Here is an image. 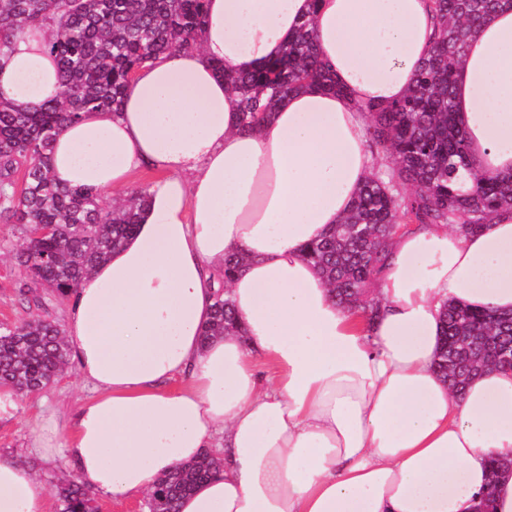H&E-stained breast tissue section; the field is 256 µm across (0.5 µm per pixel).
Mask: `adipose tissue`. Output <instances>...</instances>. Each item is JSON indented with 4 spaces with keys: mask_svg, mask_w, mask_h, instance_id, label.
Masks as SVG:
<instances>
[{
    "mask_svg": "<svg viewBox=\"0 0 512 512\" xmlns=\"http://www.w3.org/2000/svg\"><path fill=\"white\" fill-rule=\"evenodd\" d=\"M340 93L288 94L249 133L225 72L280 56L305 19ZM430 0H207L199 49L147 62L119 112H87L52 144L56 181L119 195L156 171L134 234L71 294L65 338L90 394L44 417L28 452L63 455L115 500L149 494L213 453L216 475L179 512H472L494 485L512 512V371L454 394L436 372L448 302L512 312V211L476 233L416 228L390 243L375 319L336 303L304 257L352 209L379 163L368 105L408 92L432 47ZM52 31H19L0 98L59 97ZM472 171L512 173V7L491 14L456 73ZM241 333L204 337L228 255ZM48 488L0 451V512H46Z\"/></svg>",
    "mask_w": 512,
    "mask_h": 512,
    "instance_id": "adipose-tissue-1",
    "label": "adipose tissue"
}]
</instances>
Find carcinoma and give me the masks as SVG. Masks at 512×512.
Here are the masks:
<instances>
[{
	"mask_svg": "<svg viewBox=\"0 0 512 512\" xmlns=\"http://www.w3.org/2000/svg\"><path fill=\"white\" fill-rule=\"evenodd\" d=\"M439 19L433 51L418 69L408 94L387 106L370 105L371 146L391 160L360 188L351 213L305 257L333 287L336 298L372 319L378 306L371 285L383 269L389 242L410 225L444 224L470 234L502 209L512 210V178L469 177L468 143L455 118L454 72L472 36L501 0H432ZM206 0H0V64L20 26L37 22L54 32L48 50L64 86L59 100L25 107L0 99V219L27 231L50 224L52 236L24 237L15 259L22 274L20 300L44 307L38 289L68 298L84 275L134 233L146 188L133 189L118 207L104 208L99 195L59 186L50 168L52 143L63 125L83 112L119 110L133 73L168 52L193 49L204 22ZM239 97L238 126L250 131L289 93L316 81L340 86L319 59L313 18L306 19L282 54L252 73H224ZM411 192L401 194L399 185ZM237 330L227 288L217 292L213 321L204 332ZM512 346V313L446 308L437 367L452 389ZM68 361L65 332L36 315L0 325V383L20 393L46 388ZM491 481L512 471L511 458L491 456ZM206 456L176 467L150 496L153 512H179L180 499L210 471ZM61 512H98L88 488L70 481L58 490Z\"/></svg>",
	"mask_w": 512,
	"mask_h": 512,
	"instance_id": "carcinoma-1",
	"label": "carcinoma"
}]
</instances>
